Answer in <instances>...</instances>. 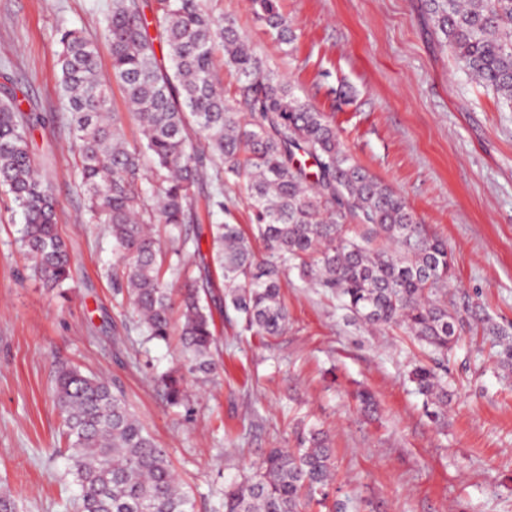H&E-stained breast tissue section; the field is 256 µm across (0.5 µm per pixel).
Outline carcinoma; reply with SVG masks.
<instances>
[{"label":"carcinoma","instance_id":"carcinoma-1","mask_svg":"<svg viewBox=\"0 0 512 512\" xmlns=\"http://www.w3.org/2000/svg\"><path fill=\"white\" fill-rule=\"evenodd\" d=\"M425 2L439 48L512 108V0ZM250 5L277 41L295 42L281 0ZM105 22L112 77L140 142L125 141L97 48L79 29L60 31L59 82L87 223L107 225L120 257L113 284L126 290L148 339L178 338L177 366L160 379L170 405L185 404L189 387L214 381L215 315L254 335L283 332L289 270L336 292L360 324L400 328L444 357L465 332L491 336L497 365L512 373V324L461 309L448 296V243L351 156L325 113L265 67L234 18L209 0H156L150 16L142 0H111ZM223 68L238 76L235 103L224 97ZM0 78V188L23 213L20 245L30 269L60 288L73 260L58 231L52 185L31 148L40 117L22 109L9 73ZM236 187L249 199L251 232L230 221L200 224L198 198L229 217ZM159 225L178 250L192 249L197 269L176 297ZM411 380L433 405L448 404V382L436 369L417 365ZM54 402L79 512H196L166 449L114 383L60 362ZM334 457L321 430L296 448H273L256 472L225 487L224 512H302L325 495Z\"/></svg>","mask_w":512,"mask_h":512}]
</instances>
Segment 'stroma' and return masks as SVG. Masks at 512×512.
<instances>
[{
    "label": "stroma",
    "mask_w": 512,
    "mask_h": 512,
    "mask_svg": "<svg viewBox=\"0 0 512 512\" xmlns=\"http://www.w3.org/2000/svg\"><path fill=\"white\" fill-rule=\"evenodd\" d=\"M111 0H0V66L47 119L32 148L58 201L73 279L44 288L18 243L22 217L0 191V491L19 512H76L52 390L56 361L108 376L189 487L196 512H224V486L298 428L327 433L336 481L309 512H512V374L488 345L463 339L448 363V405L408 379L433 356L402 330L369 332L341 298L283 283L288 326L261 337L220 327L218 382L169 405L157 377L174 344L147 340L112 286L119 257L100 224L83 223L84 195L58 80V34L77 28L111 57ZM294 92L326 113L349 153L447 239L453 286L512 322V109L441 51L422 0H283L298 38L286 51L249 0H213ZM372 393L365 414L357 391Z\"/></svg>",
    "instance_id": "35a3bbf8"
}]
</instances>
